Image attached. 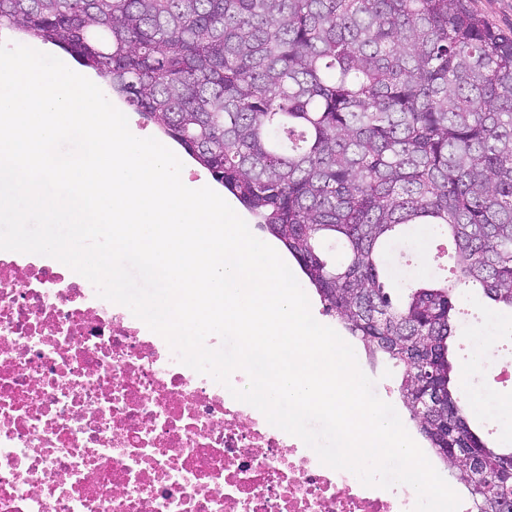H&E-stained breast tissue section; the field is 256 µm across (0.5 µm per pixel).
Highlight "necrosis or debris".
Segmentation results:
<instances>
[{"label": "necrosis or debris", "mask_w": 512, "mask_h": 512, "mask_svg": "<svg viewBox=\"0 0 512 512\" xmlns=\"http://www.w3.org/2000/svg\"><path fill=\"white\" fill-rule=\"evenodd\" d=\"M55 259L0 251V512H412Z\"/></svg>", "instance_id": "necrosis-or-debris-1"}]
</instances>
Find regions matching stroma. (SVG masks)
Instances as JSON below:
<instances>
[{
	"label": "stroma",
	"instance_id": "1",
	"mask_svg": "<svg viewBox=\"0 0 512 512\" xmlns=\"http://www.w3.org/2000/svg\"><path fill=\"white\" fill-rule=\"evenodd\" d=\"M452 263V253L437 245L432 238L418 239L414 229H407L389 255V273L393 280L410 276L428 278L439 269ZM459 314L448 341L449 355L454 361L478 359L468 386L462 393L465 402H479L483 410L471 414L470 419L489 446L499 449L512 448V435L504 433L506 420L502 415L505 404L512 402V382H497L494 371L512 368V335L505 329L512 324V312L496 309L484 295L467 292L457 303ZM353 348L361 370L374 379V392L396 409L407 431H414L396 388L402 377L401 368L384 361L369 360L361 343Z\"/></svg>",
	"mask_w": 512,
	"mask_h": 512
}]
</instances>
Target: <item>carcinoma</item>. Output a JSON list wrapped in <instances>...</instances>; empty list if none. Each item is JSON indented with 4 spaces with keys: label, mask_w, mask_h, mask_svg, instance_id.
I'll return each instance as SVG.
<instances>
[{
    "label": "carcinoma",
    "mask_w": 512,
    "mask_h": 512,
    "mask_svg": "<svg viewBox=\"0 0 512 512\" xmlns=\"http://www.w3.org/2000/svg\"><path fill=\"white\" fill-rule=\"evenodd\" d=\"M0 28L69 54L207 170L369 358L403 367L419 433L471 512H498L512 452L472 430L448 339L462 285L512 309V35L471 0H0ZM416 224L453 265L394 303L384 255Z\"/></svg>",
    "instance_id": "carcinoma-1"
}]
</instances>
